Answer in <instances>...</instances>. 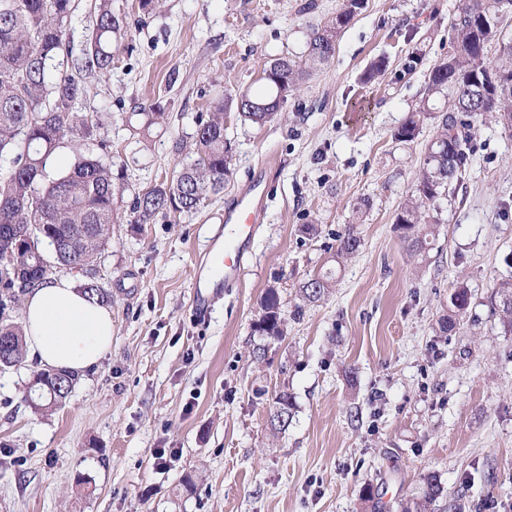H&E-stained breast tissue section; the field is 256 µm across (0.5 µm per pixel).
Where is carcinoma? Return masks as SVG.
<instances>
[{
  "mask_svg": "<svg viewBox=\"0 0 512 512\" xmlns=\"http://www.w3.org/2000/svg\"><path fill=\"white\" fill-rule=\"evenodd\" d=\"M361 0H342L336 16L312 30L306 57L296 61L277 58L278 68H265L262 86L235 96L219 98L213 109L197 118L192 151L195 158L182 165L172 180H163L133 200L129 224H151L158 215L194 213L208 193L224 188L231 173L233 145L224 136V111L236 103L244 122L264 125L280 111L299 87L306 67L328 62L336 42L355 17ZM75 0H0V253L11 252L22 270H0V335L13 339L8 351L0 350V369L27 361L22 325L13 319L22 296L51 279L41 264L46 259L65 269L78 266L85 273L80 288L107 304L112 293L91 270L111 239L112 225L121 222L114 208L119 187L112 172V150L94 134L98 124L79 113L86 96L85 80L112 70L117 47L129 38L114 0H97V14L85 51L73 58L69 31ZM512 19V0H464L452 22L453 49L432 67L426 96L395 130L394 138L414 141L424 121L438 119L435 137L419 161L411 197L395 216L396 229L411 258L424 260L438 235L439 219L429 210L440 196L453 193L472 162L468 130L474 120L492 114L507 120L512 129V41L503 45L498 61L490 64L487 46L500 41L504 22ZM436 94L448 96V105L436 113L429 105ZM61 148L73 153L64 170L48 167ZM361 245L353 229L337 236L327 247L332 262L340 264ZM334 287L333 273L326 271L299 286L303 304L327 297ZM496 295L503 328L512 332V276L497 284ZM470 304L468 289L457 287L448 299V315L442 328H456ZM261 313L254 331L279 339L285 319L276 289H268L260 301ZM41 379L47 402L33 409L47 414L65 405L77 377L73 372L33 365ZM292 397L280 392L270 411L271 425L280 431L293 419ZM442 494L441 484L427 478L422 495L403 507V512H430Z\"/></svg>",
  "mask_w": 512,
  "mask_h": 512,
  "instance_id": "carcinoma-1",
  "label": "carcinoma"
}]
</instances>
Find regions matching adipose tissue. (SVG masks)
Returning <instances> with one entry per match:
<instances>
[{
	"mask_svg": "<svg viewBox=\"0 0 512 512\" xmlns=\"http://www.w3.org/2000/svg\"><path fill=\"white\" fill-rule=\"evenodd\" d=\"M29 352L42 365L80 372L97 364L112 344V315L71 278L57 277L23 298Z\"/></svg>",
	"mask_w": 512,
	"mask_h": 512,
	"instance_id": "1",
	"label": "adipose tissue"
}]
</instances>
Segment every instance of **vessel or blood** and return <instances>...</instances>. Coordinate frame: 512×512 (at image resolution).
<instances>
[{
  "instance_id": "b4317fda",
  "label": "vessel or blood",
  "mask_w": 512,
  "mask_h": 512,
  "mask_svg": "<svg viewBox=\"0 0 512 512\" xmlns=\"http://www.w3.org/2000/svg\"><path fill=\"white\" fill-rule=\"evenodd\" d=\"M267 185L263 179L253 181L249 191L224 213V240L212 250L210 265L200 270L195 283L192 307L204 313L214 294L238 283L245 271L249 245L265 207Z\"/></svg>"
}]
</instances>
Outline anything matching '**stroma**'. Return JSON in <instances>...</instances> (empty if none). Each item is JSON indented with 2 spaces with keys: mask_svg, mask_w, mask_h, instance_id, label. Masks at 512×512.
Segmentation results:
<instances>
[{
  "mask_svg": "<svg viewBox=\"0 0 512 512\" xmlns=\"http://www.w3.org/2000/svg\"><path fill=\"white\" fill-rule=\"evenodd\" d=\"M341 3L161 0L145 12L115 0L130 38L83 112L122 167L117 211L129 216L135 192L190 161L218 92L256 90L274 59H303L311 29ZM459 3L363 0L333 58L274 121L225 111L234 156L223 190L192 214L113 225L98 260L111 349L48 415L26 400L27 367L0 371V512H401L430 475L443 488L433 512H512V333L492 305L512 275V137L489 119L471 127L470 172L436 202L426 262L394 228L434 123L411 143L393 133L451 52ZM379 58L384 72L366 79ZM157 101L165 123L134 133ZM259 169L268 209L246 272L200 319L196 266ZM350 226L360 249L330 266L326 246ZM329 268V297L300 307L299 283ZM460 284L468 311L441 332ZM270 288L286 317L275 340L253 328ZM284 390L294 417L276 435L269 408ZM158 448L176 455L159 463Z\"/></svg>",
  "mask_w": 512,
  "mask_h": 512,
  "instance_id": "stroma-1",
  "label": "stroma"
}]
</instances>
